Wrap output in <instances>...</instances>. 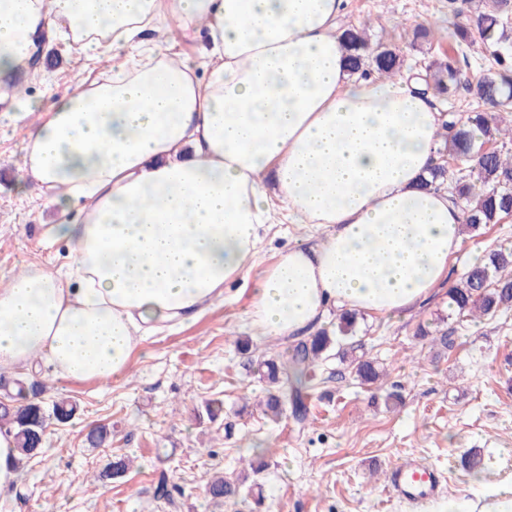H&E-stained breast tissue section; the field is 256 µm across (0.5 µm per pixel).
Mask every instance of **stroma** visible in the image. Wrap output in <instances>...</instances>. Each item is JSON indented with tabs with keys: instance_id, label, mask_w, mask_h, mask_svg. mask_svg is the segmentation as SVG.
<instances>
[{
	"instance_id": "1",
	"label": "stroma",
	"mask_w": 512,
	"mask_h": 512,
	"mask_svg": "<svg viewBox=\"0 0 512 512\" xmlns=\"http://www.w3.org/2000/svg\"><path fill=\"white\" fill-rule=\"evenodd\" d=\"M469 14L449 16L448 0H347L342 25H367L371 44L393 43L405 55L404 70L422 71L432 55L454 50L463 83L437 108L457 119L473 102L468 82L490 65L481 42L452 46L455 25ZM429 23L431 43L413 42L414 28ZM115 60L95 61L47 42L29 71L15 75L24 95L0 98V277L28 262L70 265L61 243L44 236L58 214L45 207L37 186H18L20 149L29 126L28 103L70 92L78 79L109 73ZM512 243V217L465 234L451 262L459 280L473 259ZM250 292L227 287L222 300L196 322L147 336L125 375L101 384L73 383L43 370L45 403L76 402L67 423L51 426L42 454L22 470L17 489L0 496V512H446L452 499L471 497L463 461L480 453L488 467L512 473V310L471 319L448 309V292L398 318H364L357 338L366 359L381 373L360 384L336 357L318 361L308 390L307 418L274 423L260 406L267 384L250 374L248 356L287 359L290 341L257 335L248 317ZM451 334L445 348L423 340L418 327ZM252 353H239V342ZM396 393L401 402L388 408ZM224 401V414L209 420L204 402ZM105 426L112 441L91 446L87 435ZM262 449L261 501L241 493L234 505L214 504L203 493L215 475L237 477L241 451ZM131 459L121 477L105 476L109 463ZM413 459L446 477L433 501L411 504L388 488L390 468ZM178 485L174 501L156 494L161 480Z\"/></svg>"
}]
</instances>
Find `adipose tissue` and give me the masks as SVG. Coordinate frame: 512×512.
<instances>
[{"instance_id": "ef3b65f1", "label": "adipose tissue", "mask_w": 512, "mask_h": 512, "mask_svg": "<svg viewBox=\"0 0 512 512\" xmlns=\"http://www.w3.org/2000/svg\"><path fill=\"white\" fill-rule=\"evenodd\" d=\"M345 0H0V86L40 37L119 58L36 110L20 185L60 215L67 269L0 278V371L73 383L128 371L156 324L252 283L258 335L302 340L337 314L399 317L447 279L460 201L425 189L442 144L432 94L353 75ZM206 36L202 65L166 43ZM318 230L261 266L270 196ZM448 512H512V475L476 470Z\"/></svg>"}]
</instances>
